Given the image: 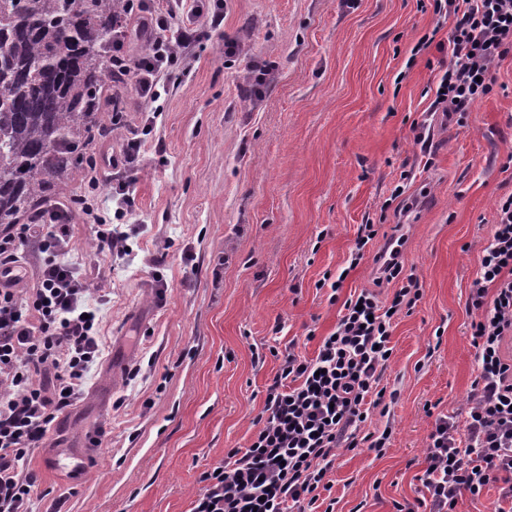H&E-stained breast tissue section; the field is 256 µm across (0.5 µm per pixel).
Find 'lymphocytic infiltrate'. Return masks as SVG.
Instances as JSON below:
<instances>
[{"instance_id": "f902f5d3", "label": "lymphocytic infiltrate", "mask_w": 512, "mask_h": 512, "mask_svg": "<svg viewBox=\"0 0 512 512\" xmlns=\"http://www.w3.org/2000/svg\"><path fill=\"white\" fill-rule=\"evenodd\" d=\"M439 23L448 24L451 61L440 67L432 111L462 117L492 93L494 67L512 55V0H432ZM136 31L118 24L112 39V72L134 81L143 98L157 101L164 78L187 62L186 50L224 21L186 0H125ZM137 34L143 49L130 60L124 46ZM141 136L127 140L113 159L114 222H107L86 196H76L91 224L99 255L131 252L120 223L135 207V171ZM65 204L51 205L33 224L0 228V512H35L40 478L29 458L42 447L58 415L85 394V379L99 356L96 302L106 301L101 281L67 262L73 234ZM491 242L471 282L469 304L478 310L471 337L478 374L464 408L465 424L438 417L429 436L427 466L420 477L428 512H454L461 492L480 496L492 483L499 495L487 512L512 503V361L503 343L512 335V195L496 206ZM36 261L35 279L23 286V255ZM375 289L342 301L332 334L313 359L287 353L267 386L265 405L250 443L227 451L216 468L200 476L190 512H316L327 475L340 448H359L360 433L387 389L381 381L396 315L421 293L405 274L398 248L377 254ZM394 285L390 302L377 286Z\"/></svg>"}]
</instances>
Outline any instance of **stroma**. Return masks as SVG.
Instances as JSON below:
<instances>
[{"instance_id":"35a3bbf8","label":"stroma","mask_w":512,"mask_h":512,"mask_svg":"<svg viewBox=\"0 0 512 512\" xmlns=\"http://www.w3.org/2000/svg\"><path fill=\"white\" fill-rule=\"evenodd\" d=\"M422 4L202 0L224 24L189 46V73L173 70L157 104L125 84L116 125L103 87L97 122L112 151L151 107L161 115L135 172L131 254L97 258L90 225L72 219L70 259L100 275L110 297L86 394L30 462L67 512H189L201 473L248 446L280 353L314 358L341 301L373 286L374 256L401 222L388 207L401 183L423 196L401 222L405 271L422 297L394 322L383 384L396 397L364 426L391 435L379 454L338 450L328 479L335 512L416 508L435 417L457 415L477 376L470 284L496 203L512 195L511 56L462 124L435 115L433 166H424L412 122L450 56L436 47L447 30ZM429 32L435 46L412 54ZM228 40L237 55H225ZM257 64L268 75L249 98ZM367 222L377 235L355 265ZM327 273L344 278L334 304L317 286ZM49 448L89 454L55 471L44 463Z\"/></svg>"}]
</instances>
